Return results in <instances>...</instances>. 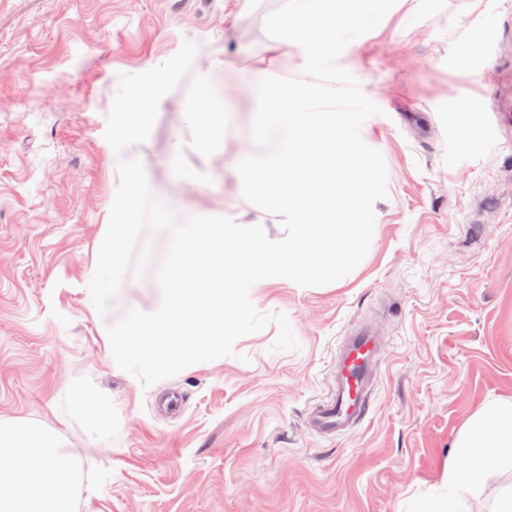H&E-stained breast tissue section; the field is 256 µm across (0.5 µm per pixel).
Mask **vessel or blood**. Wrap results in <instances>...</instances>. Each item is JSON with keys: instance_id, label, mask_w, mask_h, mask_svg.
I'll return each mask as SVG.
<instances>
[{"instance_id": "vessel-or-blood-1", "label": "vessel or blood", "mask_w": 512, "mask_h": 512, "mask_svg": "<svg viewBox=\"0 0 512 512\" xmlns=\"http://www.w3.org/2000/svg\"><path fill=\"white\" fill-rule=\"evenodd\" d=\"M384 339L371 323H363L342 337L331 367L332 389L309 409V431L335 437L356 428L366 417L379 374Z\"/></svg>"}]
</instances>
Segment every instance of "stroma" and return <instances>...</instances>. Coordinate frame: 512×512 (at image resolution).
Masks as SVG:
<instances>
[{
  "mask_svg": "<svg viewBox=\"0 0 512 512\" xmlns=\"http://www.w3.org/2000/svg\"><path fill=\"white\" fill-rule=\"evenodd\" d=\"M285 0H0V419L57 429L92 489L77 512H411L438 494L466 422L512 400V0H398L338 59L381 109L365 130L388 170L376 230L340 281L255 285L260 312L288 317L234 353L146 387L112 363L104 321L149 307L168 244L152 235L142 279L107 316L86 304L119 185L104 138L120 75L197 43L193 73L227 67L230 128L209 160L189 140L186 85L165 95L138 153L181 219L229 212L283 236L277 216L228 179L252 147L247 54L270 43ZM481 71L482 85L470 81ZM497 122L473 111L480 94ZM185 167L207 168L198 186ZM375 323L387 342L373 405L349 434L312 435L304 418L330 388L338 340ZM183 399L170 417L158 403ZM112 403L98 436L73 397Z\"/></svg>",
  "mask_w": 512,
  "mask_h": 512,
  "instance_id": "35a3bbf8",
  "label": "stroma"
}]
</instances>
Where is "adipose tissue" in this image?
Wrapping results in <instances>:
<instances>
[{"instance_id": "adipose-tissue-1", "label": "adipose tissue", "mask_w": 512, "mask_h": 512, "mask_svg": "<svg viewBox=\"0 0 512 512\" xmlns=\"http://www.w3.org/2000/svg\"><path fill=\"white\" fill-rule=\"evenodd\" d=\"M374 0H291L274 21L277 34L262 53L249 57L267 71L288 53L307 69L333 53L337 43L364 25ZM457 446L461 464L449 465L445 493L414 504L412 512H512V483L492 503L475 492L485 477L512 473V401L485 402L470 418ZM82 460L59 431L35 422L0 419V512H74Z\"/></svg>"}]
</instances>
